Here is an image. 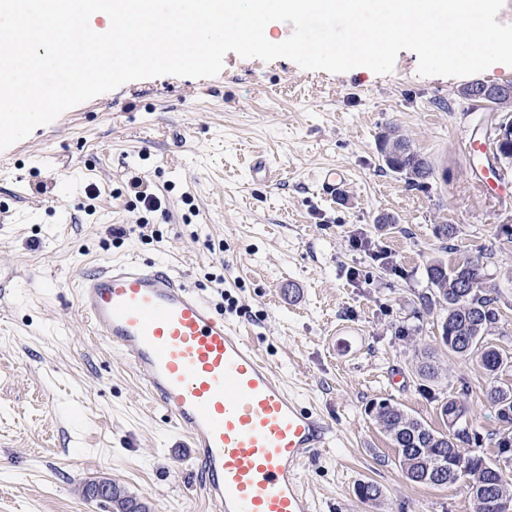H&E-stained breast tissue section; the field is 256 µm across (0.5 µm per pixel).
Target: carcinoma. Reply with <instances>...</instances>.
Segmentation results:
<instances>
[{
  "label": "carcinoma",
  "mask_w": 512,
  "mask_h": 512,
  "mask_svg": "<svg viewBox=\"0 0 512 512\" xmlns=\"http://www.w3.org/2000/svg\"><path fill=\"white\" fill-rule=\"evenodd\" d=\"M380 152L387 168L405 176L408 184L422 187L433 175L427 158L407 139L385 133L381 135ZM426 277L431 291L419 295L423 308H439L441 342L448 353L460 360L480 359L487 374L496 376L508 362L503 351L485 345L490 331L498 327L497 298L486 289L484 263L470 260L466 263H448L433 259L426 266ZM440 367L434 356L425 351L418 357L417 373L427 380L438 378ZM486 401L498 407L501 421L512 423V384L494 380L486 389ZM371 412L390 438L398 454V463L405 477L415 483L444 487L464 482V488L473 500L475 512H492L498 501L512 503V438L504 436L497 442L503 462L491 461L480 453L468 456L464 469L451 468V461L459 452L458 443L470 441L473 422L464 406L456 401H443L439 414L448 423V431L432 429L403 408L389 402L373 404ZM99 483L112 486V493H93L85 486V493L112 503V512H150V507L128 495L109 478Z\"/></svg>",
  "instance_id": "carcinoma-1"
}]
</instances>
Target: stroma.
<instances>
[{
	"label": "stroma",
	"mask_w": 512,
	"mask_h": 512,
	"mask_svg": "<svg viewBox=\"0 0 512 512\" xmlns=\"http://www.w3.org/2000/svg\"><path fill=\"white\" fill-rule=\"evenodd\" d=\"M417 67L410 50L386 75L230 52L217 76L128 82L0 150V512H110L81 494L102 477L150 512L210 510L186 438L77 310L81 276L125 259L169 263L249 334L291 395L333 420L334 447L301 469L316 512H474L462 484L409 482L368 408L396 403L442 431L437 400L460 402L477 420L465 455L496 459L495 441L512 435L482 395L490 376L448 354L418 301L430 259L493 246L501 321L487 341L512 353V196L481 193L466 147L494 143L512 107L471 110L459 95L474 79L512 83V69ZM389 126L430 161L426 187L383 163ZM258 159L273 182L252 178ZM325 167L348 172L333 198L317 187ZM134 175L160 210L128 193ZM440 224L454 225V250ZM118 226L129 235L115 238ZM426 349L442 368L433 381L416 372ZM364 482L383 499L362 500Z\"/></svg>",
	"instance_id": "stroma-1"
}]
</instances>
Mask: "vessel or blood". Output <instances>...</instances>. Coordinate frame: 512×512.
Returning <instances> with one entry per match:
<instances>
[{
    "mask_svg": "<svg viewBox=\"0 0 512 512\" xmlns=\"http://www.w3.org/2000/svg\"><path fill=\"white\" fill-rule=\"evenodd\" d=\"M347 181L340 167L317 177L327 197ZM77 306L188 437L215 512H314L300 468L333 445V422L292 397L249 337L170 265H104L79 282Z\"/></svg>",
    "mask_w": 512,
    "mask_h": 512,
    "instance_id": "obj_1",
    "label": "vessel or blood"
}]
</instances>
